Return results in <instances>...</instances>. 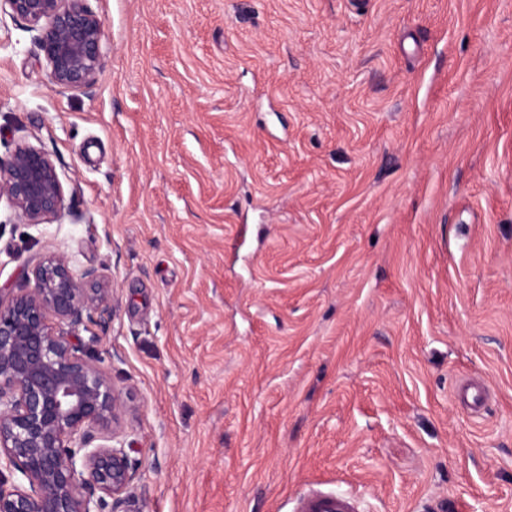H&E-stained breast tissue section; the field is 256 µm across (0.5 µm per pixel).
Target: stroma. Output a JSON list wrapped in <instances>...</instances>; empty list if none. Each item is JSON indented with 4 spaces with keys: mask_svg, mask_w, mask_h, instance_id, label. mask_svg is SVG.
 Returning <instances> with one entry per match:
<instances>
[{
    "mask_svg": "<svg viewBox=\"0 0 512 512\" xmlns=\"http://www.w3.org/2000/svg\"><path fill=\"white\" fill-rule=\"evenodd\" d=\"M88 4L78 90L0 14V158L67 205L0 226V287L111 277L134 512H512V0ZM5 199L13 224H51L65 211V193L49 154L27 143H18L5 162L0 160V202ZM357 500L352 495L313 492L304 494L295 512H357Z\"/></svg>",
    "mask_w": 512,
    "mask_h": 512,
    "instance_id": "35a3bbf8",
    "label": "stroma"
}]
</instances>
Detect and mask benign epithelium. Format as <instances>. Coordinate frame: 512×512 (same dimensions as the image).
Masks as SVG:
<instances>
[{"label":"benign epithelium","instance_id":"benign-epithelium-1","mask_svg":"<svg viewBox=\"0 0 512 512\" xmlns=\"http://www.w3.org/2000/svg\"><path fill=\"white\" fill-rule=\"evenodd\" d=\"M28 23L61 90L92 86L104 22L88 0H0ZM21 224H51L65 193L49 154L19 143L0 161V200ZM0 294V512H121L134 499L119 429L127 401L93 356L95 316H112L109 276L64 249ZM90 336L83 338L81 332Z\"/></svg>","mask_w":512,"mask_h":512}]
</instances>
